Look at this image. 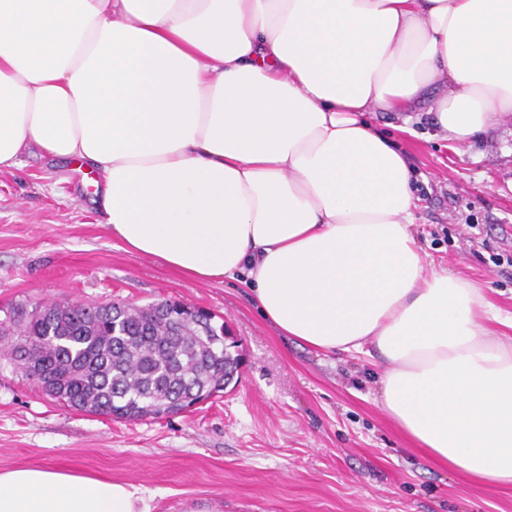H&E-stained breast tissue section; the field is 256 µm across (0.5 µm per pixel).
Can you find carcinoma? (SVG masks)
Segmentation results:
<instances>
[{"instance_id": "obj_1", "label": "carcinoma", "mask_w": 512, "mask_h": 512, "mask_svg": "<svg viewBox=\"0 0 512 512\" xmlns=\"http://www.w3.org/2000/svg\"><path fill=\"white\" fill-rule=\"evenodd\" d=\"M182 305L14 306L0 336L21 340L0 354L21 370L38 362L50 396L79 411L128 421L181 413L223 391L241 365L227 324L208 311L185 314Z\"/></svg>"}]
</instances>
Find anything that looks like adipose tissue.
I'll use <instances>...</instances> for the list:
<instances>
[{
	"label": "adipose tissue",
	"mask_w": 512,
	"mask_h": 512,
	"mask_svg": "<svg viewBox=\"0 0 512 512\" xmlns=\"http://www.w3.org/2000/svg\"><path fill=\"white\" fill-rule=\"evenodd\" d=\"M421 108L456 144L512 115V0H0V170H96L123 249L241 278L313 349L373 345L395 424L512 488V313L429 268L410 157L368 119ZM0 512L150 506L48 464L0 472Z\"/></svg>",
	"instance_id": "obj_1"
}]
</instances>
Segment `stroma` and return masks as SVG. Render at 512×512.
Returning a JSON list of instances; mask_svg holds the SVG:
<instances>
[{
  "mask_svg": "<svg viewBox=\"0 0 512 512\" xmlns=\"http://www.w3.org/2000/svg\"><path fill=\"white\" fill-rule=\"evenodd\" d=\"M372 124L411 156L413 227L435 267L512 312V117L464 145ZM68 161L0 171V309L38 302L209 309L239 343L224 392L193 411L129 422L77 411L0 359V471L45 464L138 485L151 512H512L498 491L436 466L382 410L378 353L325 354L281 335L238 282H200L126 252Z\"/></svg>",
  "mask_w": 512,
  "mask_h": 512,
  "instance_id": "35a3bbf8",
  "label": "stroma"
}]
</instances>
